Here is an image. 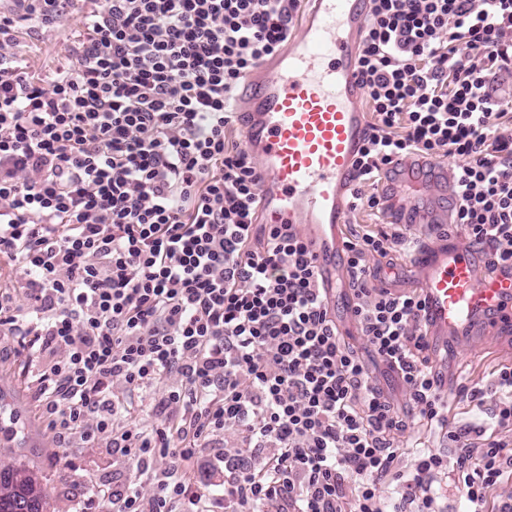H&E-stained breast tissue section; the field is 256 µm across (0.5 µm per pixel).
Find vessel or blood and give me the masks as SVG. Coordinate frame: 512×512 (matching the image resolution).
Here are the masks:
<instances>
[{
    "instance_id": "b4317fda",
    "label": "vessel or blood",
    "mask_w": 512,
    "mask_h": 512,
    "mask_svg": "<svg viewBox=\"0 0 512 512\" xmlns=\"http://www.w3.org/2000/svg\"><path fill=\"white\" fill-rule=\"evenodd\" d=\"M366 17L365 0H307L288 43L249 73L238 102L245 146L260 165L258 221L296 225L311 244L316 280L331 302L351 293L340 258L367 128L358 60ZM425 183L436 188L431 208L403 206L401 196ZM384 189L390 223L452 221L442 201L455 196V181L436 160L393 162ZM415 271L430 341L476 335L495 342L512 335V272L489 271L477 249L444 243L421 251ZM18 423L1 396L0 442H15Z\"/></svg>"
}]
</instances>
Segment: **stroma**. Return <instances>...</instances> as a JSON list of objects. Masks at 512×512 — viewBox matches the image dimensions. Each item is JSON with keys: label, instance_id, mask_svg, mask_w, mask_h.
Instances as JSON below:
<instances>
[{"label": "stroma", "instance_id": "obj_1", "mask_svg": "<svg viewBox=\"0 0 512 512\" xmlns=\"http://www.w3.org/2000/svg\"><path fill=\"white\" fill-rule=\"evenodd\" d=\"M81 32L80 18L76 15L63 23L36 30L23 24L14 34V51L35 77L47 81L58 69L72 64L73 46ZM428 356L439 375L448 380V426L440 429L411 418L402 438L400 467L405 471L411 468L414 455L421 448L442 454L448 465H455L454 449L448 443L449 429L478 424L490 435L507 433L495 418V406L505 396L495 381L502 369L512 368V358L481 350L468 341L431 349ZM463 386L482 389L483 402L459 398L457 392ZM0 389L19 411V425L28 439L24 448L0 446V466L20 460L40 470L49 488L46 512H77L89 486L107 490L134 479L135 463L110 449L85 443L77 436L71 438L69 447L57 448L53 433L38 416L25 357L16 351L9 338L0 340ZM164 390L160 384L152 391L130 394L122 387H114L115 398L124 406L117 419L118 426L159 425L162 417L156 405Z\"/></svg>", "mask_w": 512, "mask_h": 512}]
</instances>
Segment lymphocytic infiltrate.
<instances>
[{"label": "lymphocytic infiltrate", "mask_w": 512, "mask_h": 512, "mask_svg": "<svg viewBox=\"0 0 512 512\" xmlns=\"http://www.w3.org/2000/svg\"><path fill=\"white\" fill-rule=\"evenodd\" d=\"M360 78L371 112L350 207L381 210L375 183L394 160L454 157V226L490 270H512V0H369ZM0 13V260L26 277L0 292V335L28 353L40 419L58 447L73 435L166 460L108 512H208L188 477L227 432L224 512H385L395 485L414 512H440L441 454L399 468L409 427L355 347L339 335L312 249L292 224H260L259 163L233 132L232 97L293 32L300 0H22ZM80 14L72 66L51 82L13 50L16 21ZM400 232L347 239L353 315L374 357L401 379L421 421L445 427L417 292L376 286L372 259ZM176 377L162 425L115 424L112 389ZM449 432L471 512L512 474V438L480 447ZM241 442V435L238 433H228L226 436L218 435L213 437V440L208 445V448H200V456L204 459H212L213 456L220 452L223 453L226 449L230 454H235L236 448Z\"/></svg>", "instance_id": "obj_1"}]
</instances>
